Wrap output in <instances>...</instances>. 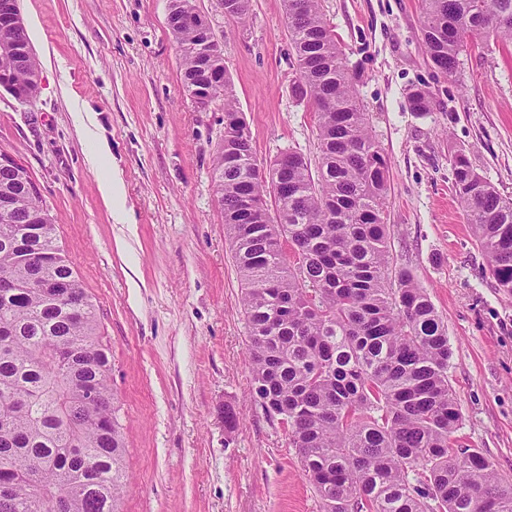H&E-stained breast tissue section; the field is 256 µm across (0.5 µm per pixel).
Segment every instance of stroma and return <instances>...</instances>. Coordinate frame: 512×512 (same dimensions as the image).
Listing matches in <instances>:
<instances>
[{"instance_id":"35a3bbf8","label":"stroma","mask_w":512,"mask_h":512,"mask_svg":"<svg viewBox=\"0 0 512 512\" xmlns=\"http://www.w3.org/2000/svg\"><path fill=\"white\" fill-rule=\"evenodd\" d=\"M224 50L255 158L319 156L296 77L283 0H251L246 23L196 0ZM39 62L24 104L0 88V150L38 183L58 240L90 295L112 353L127 441L122 512H320L278 418L249 367L241 281L224 233L213 165L224 102L197 111L181 89L167 0H18ZM359 72L372 134L389 162L384 221L393 267L413 272L445 326L448 380L476 448L512 484V293L497 287L453 188L463 152L512 198V46L473 50L434 69L421 0H321ZM425 90L427 112L407 96ZM88 108L125 184L128 223L104 204L74 114ZM240 423L224 427V407Z\"/></svg>"}]
</instances>
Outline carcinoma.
Listing matches in <instances>:
<instances>
[{"instance_id": "carcinoma-1", "label": "carcinoma", "mask_w": 512, "mask_h": 512, "mask_svg": "<svg viewBox=\"0 0 512 512\" xmlns=\"http://www.w3.org/2000/svg\"><path fill=\"white\" fill-rule=\"evenodd\" d=\"M422 38L434 67L453 74L466 48L512 45V0H422ZM168 25L182 78L198 79L191 53L196 0H174ZM295 53L297 99L314 112L317 173L298 152L267 171L251 162L241 112L224 80V153L215 191L243 285L249 358L265 411L278 416L320 512H512L480 451L456 452L461 423L448 382L447 327L427 291L389 259L384 205L388 160L371 134L357 71L321 11V0H284ZM22 55L16 99L37 90L26 34L0 31ZM466 223L497 286L512 293V199L451 159ZM288 201L270 221L263 200L276 172ZM19 165L0 170V469L11 480L0 512H121L126 441L112 388V356L97 311L41 195ZM395 287H390V284ZM96 391L89 407L81 392Z\"/></svg>"}]
</instances>
